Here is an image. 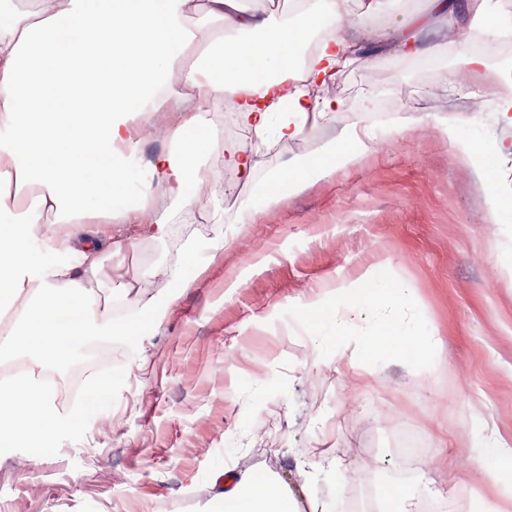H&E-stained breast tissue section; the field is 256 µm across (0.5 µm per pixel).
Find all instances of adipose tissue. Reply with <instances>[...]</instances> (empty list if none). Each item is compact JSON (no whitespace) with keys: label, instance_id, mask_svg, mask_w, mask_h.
<instances>
[{"label":"adipose tissue","instance_id":"ef3b65f1","mask_svg":"<svg viewBox=\"0 0 512 512\" xmlns=\"http://www.w3.org/2000/svg\"><path fill=\"white\" fill-rule=\"evenodd\" d=\"M448 16L469 23V35L497 38L512 32L496 0H435ZM207 13L233 33L217 43L219 61L205 65L206 84L186 75L185 90L164 81L166 70L192 42L186 23ZM402 0H369L351 18L346 0H306L294 18L268 16L266 0H33L31 8L0 13V206L12 183L26 180L37 189L38 206L0 226V315L12 326L0 334V349L18 347L62 361L78 343L119 336L136 342L159 327L156 302L142 306L141 318L118 324L107 304L86 293L82 282L98 271L100 242L89 224L112 213L139 212L156 233L164 218L150 216L146 201L153 187L193 206L203 182L200 159L213 147L208 121L201 116L211 101L233 98L244 126L256 137L291 140L308 121L338 110V101L316 99L311 91L340 81L361 60L359 39L344 30L363 29L381 14L398 15ZM321 38L293 84L281 76L291 70L298 47L310 32ZM158 112L182 113L171 127V150L152 162L156 185H143L131 198L133 179L126 163L136 145L135 123ZM440 132L459 141L461 160L487 192L495 190L493 170L482 147L464 141L456 126ZM365 127L343 132L307 161L274 172L245 203L260 211L283 197L305 192L341 168L359 165L372 152ZM43 232H35V225ZM407 284L373 271L333 290L327 303L308 304L304 323L316 345L340 342L345 322L366 317L371 339L404 354L421 352L438 373L441 343L419 322H397L386 308L404 304ZM113 381L94 383L84 409L65 413L54 396L32 377L0 384V456L16 449L54 448V433H78L97 415ZM469 456L487 474L512 465V447L495 438L487 421L473 417ZM223 512H296L286 490L270 476L248 475L218 496Z\"/></svg>","mask_w":512,"mask_h":512}]
</instances>
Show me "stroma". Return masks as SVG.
Here are the masks:
<instances>
[{"label": "stroma", "instance_id": "obj_1", "mask_svg": "<svg viewBox=\"0 0 512 512\" xmlns=\"http://www.w3.org/2000/svg\"><path fill=\"white\" fill-rule=\"evenodd\" d=\"M435 67L397 49V16H378L375 40L340 82L315 88L340 109L308 123L297 139L269 138L253 153L250 174L228 162L240 142L221 139L201 161L207 185L194 207L158 195L165 236H130L102 222L99 236L119 241L103 254L87 293L108 304L127 291L168 302L162 326L114 361L127 372L83 434L59 435L56 449L21 448L0 459V512H209L231 475L259 471L289 493L299 512L309 502L347 512L371 484L399 473L406 489L438 501L462 499L464 512H512L497 481L462 461L468 423L478 413L512 445V211L492 217L457 144L436 118L461 126L474 144H512L497 120L492 89L467 114L464 24H449L431 0H409ZM194 38L167 73L182 88L188 64L231 38L221 19L193 17ZM411 110L401 136L372 121L386 102ZM171 119L144 120L148 134L129 160L136 181H152L147 162L168 145ZM355 125L372 126L375 147L361 165L338 171L307 192L257 213L243 202L278 169L307 159ZM382 269L411 288L404 318L420 313L442 340V379L424 358L383 352L373 369L348 350L315 346L297 320L306 302ZM427 442L401 470V428ZM347 476L338 486L326 463Z\"/></svg>", "mask_w": 512, "mask_h": 512}]
</instances>
